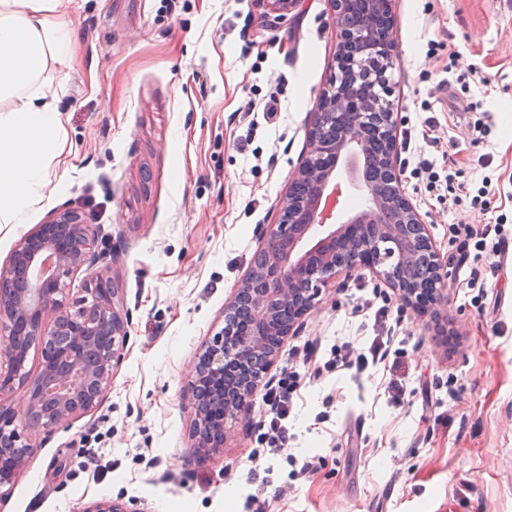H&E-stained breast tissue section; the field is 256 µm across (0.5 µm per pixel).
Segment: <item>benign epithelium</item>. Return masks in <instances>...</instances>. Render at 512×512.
<instances>
[{"label":"benign epithelium","instance_id":"obj_1","mask_svg":"<svg viewBox=\"0 0 512 512\" xmlns=\"http://www.w3.org/2000/svg\"><path fill=\"white\" fill-rule=\"evenodd\" d=\"M339 40L337 73L318 103L308 135L309 155L300 164L295 180H310L299 199L291 194L278 203L277 223L263 228L265 262L253 267L234 291L224 309V326L198 355L188 382L187 396L193 419L196 447L215 453L224 446V434L249 410L269 366L278 361L284 340L297 334L303 319L315 306L322 287L343 271L364 267L379 284L390 289L402 305L440 317L446 299L448 274L422 218L406 196L396 164V119L390 100V71L395 65L391 37L392 19L383 11L361 29L342 23L344 0H332ZM362 82L371 94L370 110L361 111L362 100L348 94L349 82ZM371 125L381 136L385 152L374 157L364 147L358 131ZM377 167L391 179L392 203L398 224H381L383 202L372 200L362 211L339 220L343 190L333 178L336 163ZM415 252L427 258L428 281L413 277L405 256ZM50 259V273L31 281L18 292L16 280L43 258ZM101 254L89 225L65 209L34 227L15 245L0 265V327L8 331L0 347V438H7L22 452L0 458V487L16 479L36 447L22 430L52 432L77 414L100 403L119 364L128 336L129 314L121 311L116 291L99 296L104 276L96 271ZM85 273L84 296L69 299L74 277ZM249 309L241 323L227 322L240 306ZM69 326L68 345L52 342L61 324ZM40 339L41 369L34 381L17 368L27 359L19 337ZM260 355L264 364L257 365ZM24 397L16 415L3 405L15 395ZM83 512H141L122 498L91 502Z\"/></svg>","mask_w":512,"mask_h":512}]
</instances>
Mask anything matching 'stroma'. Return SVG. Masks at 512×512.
Returning <instances> with one entry per match:
<instances>
[{"label": "stroma", "mask_w": 512, "mask_h": 512, "mask_svg": "<svg viewBox=\"0 0 512 512\" xmlns=\"http://www.w3.org/2000/svg\"><path fill=\"white\" fill-rule=\"evenodd\" d=\"M391 14L397 165L447 263L449 338L367 270L340 273L269 371L314 347L320 375L295 399L287 450L261 455L257 395L212 455L194 446L188 375L306 152L336 68L332 0H298L283 18L264 0H75L52 196L0 226V262L52 212L73 210L131 323L101 403L29 433L38 451L0 488V512H83L112 497L139 512H250L257 489L267 512H512V249L471 288L463 240L448 231L499 217L512 242V0H391ZM477 122L487 132L476 141ZM428 134L458 140V153L433 151ZM422 157L435 183L412 177ZM451 176L470 194L492 181L487 213L470 194L449 207ZM382 306L392 354L363 373L326 368L332 346L370 342ZM305 455L315 470L301 477Z\"/></svg>", "instance_id": "stroma-1"}]
</instances>
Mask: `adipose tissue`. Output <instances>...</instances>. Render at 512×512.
Returning a JSON list of instances; mask_svg holds the SVG:
<instances>
[{
  "mask_svg": "<svg viewBox=\"0 0 512 512\" xmlns=\"http://www.w3.org/2000/svg\"><path fill=\"white\" fill-rule=\"evenodd\" d=\"M73 0H0V224L23 223L45 198L64 115L50 70L70 51Z\"/></svg>",
  "mask_w": 512,
  "mask_h": 512,
  "instance_id": "adipose-tissue-1",
  "label": "adipose tissue"
}]
</instances>
